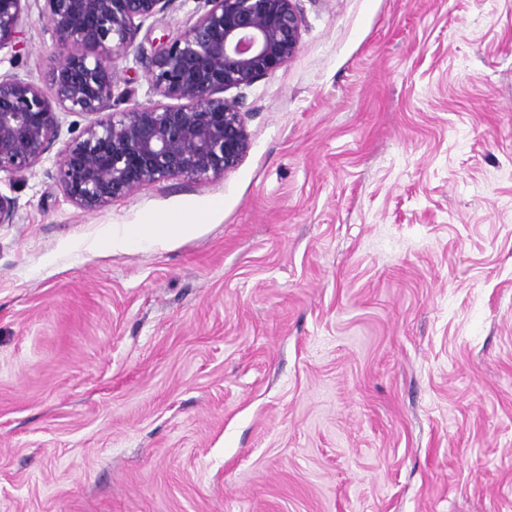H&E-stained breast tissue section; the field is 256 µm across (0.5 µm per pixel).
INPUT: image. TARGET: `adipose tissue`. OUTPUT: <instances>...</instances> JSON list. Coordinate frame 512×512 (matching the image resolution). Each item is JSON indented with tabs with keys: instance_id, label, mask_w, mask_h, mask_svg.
<instances>
[{
	"instance_id": "adipose-tissue-1",
	"label": "adipose tissue",
	"mask_w": 512,
	"mask_h": 512,
	"mask_svg": "<svg viewBox=\"0 0 512 512\" xmlns=\"http://www.w3.org/2000/svg\"><path fill=\"white\" fill-rule=\"evenodd\" d=\"M198 230L194 218L182 213L152 215L131 231L105 237L100 240L99 246L110 251L146 248L166 239L194 235Z\"/></svg>"
}]
</instances>
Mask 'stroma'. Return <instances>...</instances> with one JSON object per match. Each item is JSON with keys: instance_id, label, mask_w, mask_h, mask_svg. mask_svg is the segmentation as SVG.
<instances>
[{"instance_id": "1", "label": "stroma", "mask_w": 512, "mask_h": 512, "mask_svg": "<svg viewBox=\"0 0 512 512\" xmlns=\"http://www.w3.org/2000/svg\"><path fill=\"white\" fill-rule=\"evenodd\" d=\"M299 5L224 175L84 211L76 113L0 171V512H512V0ZM42 8L0 49L39 86ZM117 89L162 101L134 50ZM169 212L203 232L95 247Z\"/></svg>"}]
</instances>
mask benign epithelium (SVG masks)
Listing matches in <instances>:
<instances>
[{
  "mask_svg": "<svg viewBox=\"0 0 512 512\" xmlns=\"http://www.w3.org/2000/svg\"><path fill=\"white\" fill-rule=\"evenodd\" d=\"M22 2L0 0V48L19 33ZM172 2L44 0L58 62L45 88L0 74V171L36 166L62 112L92 117L58 159L62 189L85 211L169 178L208 181L233 168L248 148L244 102L220 93L247 88L296 55L298 0H203L181 38L140 55L156 94L180 105L132 104L129 92L114 93L116 61Z\"/></svg>",
  "mask_w": 512,
  "mask_h": 512,
  "instance_id": "7a95c632",
  "label": "benign epithelium"
}]
</instances>
